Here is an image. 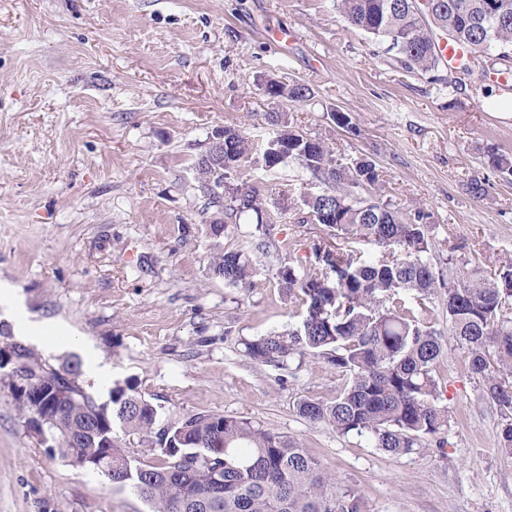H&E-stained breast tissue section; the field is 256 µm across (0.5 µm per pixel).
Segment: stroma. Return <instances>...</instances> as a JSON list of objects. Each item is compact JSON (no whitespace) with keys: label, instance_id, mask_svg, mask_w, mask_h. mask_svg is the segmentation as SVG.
<instances>
[{"label":"stroma","instance_id":"1","mask_svg":"<svg viewBox=\"0 0 512 512\" xmlns=\"http://www.w3.org/2000/svg\"><path fill=\"white\" fill-rule=\"evenodd\" d=\"M448 76L403 71L336 0H0V325L50 365L73 353L107 365L82 378L99 399L138 379L160 425L218 412L300 438L365 512H512L507 419L484 398L441 298L431 306L445 447L393 456L305 421L298 402L334 398L342 376L310 356L256 364L243 342L297 322L275 273L328 236L299 221L315 185L296 162L268 171L249 160L248 178L292 208L268 237L233 224L216 238L193 168L215 129L258 140L262 113H285L338 161H374L395 205L430 213L438 270L486 278L512 259V180L489 161L512 155V108L498 106L512 104V82L462 73L452 91ZM271 78L306 83L314 98L271 102ZM475 176L489 199L466 192ZM219 249L247 253L253 287L210 272ZM147 510L131 489L47 453L0 384V512Z\"/></svg>","mask_w":512,"mask_h":512}]
</instances>
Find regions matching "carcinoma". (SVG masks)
I'll return each mask as SVG.
<instances>
[{"instance_id":"1","label":"carcinoma","mask_w":512,"mask_h":512,"mask_svg":"<svg viewBox=\"0 0 512 512\" xmlns=\"http://www.w3.org/2000/svg\"><path fill=\"white\" fill-rule=\"evenodd\" d=\"M336 9L409 73L438 70L440 32L466 49L461 72L487 68L512 76V0H336ZM264 93L291 102L312 99L300 81L271 79ZM263 120L270 131L261 142L224 128V223L209 225L211 235L219 237L242 220L264 231L273 216L291 208L287 195L243 178L242 163L257 153L267 170L295 161L312 175L319 190L303 199L306 213L299 223L324 225L336 242L314 245L302 269H278L279 287L297 304L299 320L287 331L246 341V356L276 366L310 354L346 383L329 401H301L299 415L328 424L340 436L363 437L386 453H409L448 429V410L438 404L443 347L425 303L441 288L449 331L468 350L471 372L483 379L485 396L501 413L512 415V386L497 376L512 373V262L479 282L443 277L431 260L430 214L382 199L373 161L339 163L323 139L293 129L281 113L266 112ZM285 140L288 156L280 158L276 144ZM194 169L199 190L209 193L204 156ZM361 243L384 253L373 260L357 248ZM209 269L240 288L253 287L257 273L239 250L216 253ZM407 295L417 306L406 305ZM0 336V355L16 356L22 378L68 381V396L53 400L51 409L34 392L15 394L16 383L9 382L26 428L48 452L79 463L112 457V468L103 465L96 472L121 489L131 487L149 512H363L358 492L337 487L336 475L296 437L214 412L188 414L156 432L158 410L139 381L112 387L104 407L80 382L79 355L55 368L9 341V333ZM119 430L127 436L156 434L149 449L156 461L133 460Z\"/></svg>"}]
</instances>
